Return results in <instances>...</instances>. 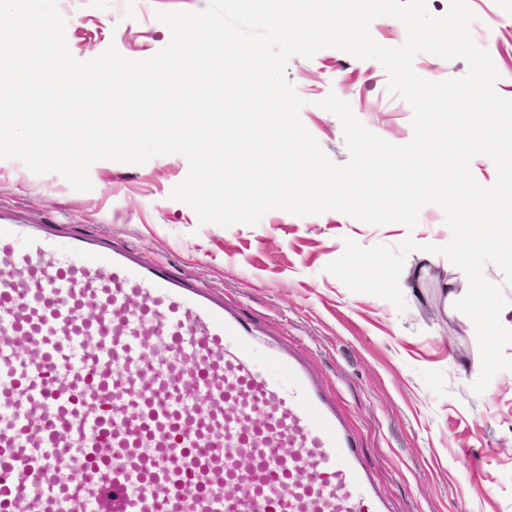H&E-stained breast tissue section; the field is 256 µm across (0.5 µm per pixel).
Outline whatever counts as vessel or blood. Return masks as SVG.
I'll return each mask as SVG.
<instances>
[{"instance_id":"1","label":"vessel or blood","mask_w":512,"mask_h":512,"mask_svg":"<svg viewBox=\"0 0 512 512\" xmlns=\"http://www.w3.org/2000/svg\"><path fill=\"white\" fill-rule=\"evenodd\" d=\"M0 512L391 508L301 351L120 240L0 221Z\"/></svg>"}]
</instances>
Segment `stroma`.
I'll return each mask as SVG.
<instances>
[{"label": "stroma", "mask_w": 512, "mask_h": 512, "mask_svg": "<svg viewBox=\"0 0 512 512\" xmlns=\"http://www.w3.org/2000/svg\"><path fill=\"white\" fill-rule=\"evenodd\" d=\"M207 0H58L71 53L88 60L108 46L127 58L153 56L170 39L155 10L198 11ZM470 32L500 74L495 84L512 98V0H469ZM288 80L305 105L300 118L329 157L349 152L340 120L319 107L336 93L363 125L396 144L413 137L411 106L387 90L374 60L325 48L293 58ZM173 154L132 165L100 161L93 188L74 191L57 173L33 174L23 162L0 160V208L31 223L57 222L132 246L147 264L167 261L216 294L237 301L267 336H285L335 392L363 444L365 459L392 512H512V371L487 390L472 383L481 359L474 324L455 309L447 280L465 274L443 256L422 264L410 253L403 278L405 311L380 297L351 292L326 272L346 240L369 248L446 244L444 213L428 205L415 229L372 226L338 211L298 217L272 211L254 225L200 224L170 193L187 175Z\"/></svg>", "instance_id": "35a3bbf8"}]
</instances>
